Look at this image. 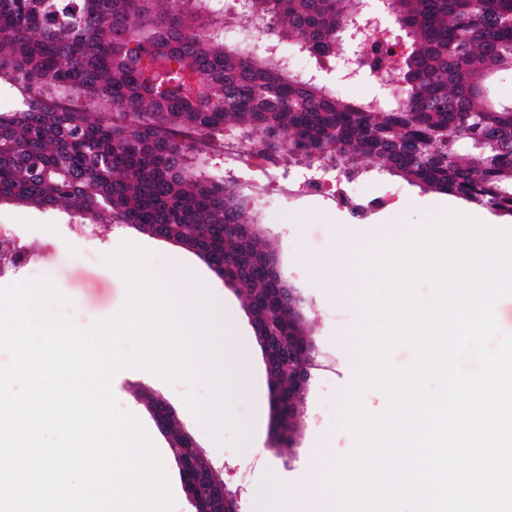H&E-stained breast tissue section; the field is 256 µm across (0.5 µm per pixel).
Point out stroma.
<instances>
[{"label": "stroma", "instance_id": "1", "mask_svg": "<svg viewBox=\"0 0 512 512\" xmlns=\"http://www.w3.org/2000/svg\"><path fill=\"white\" fill-rule=\"evenodd\" d=\"M306 171L304 163L290 165L287 175L272 172L253 175L245 184L256 200L252 218L271 240L281 270L302 300L310 339L319 365L313 369L301 404V423L289 453H278L270 435L271 393L263 354L240 295L195 253L176 243L132 228L118 230L98 225L95 235H86L80 220L66 210L42 211L12 202H0V225L11 224L35 255L31 266L17 269L0 279L7 287L24 280L47 278L65 296L63 314L79 326L114 315L123 305L126 287L122 278L103 262V256L125 240L136 242L152 254L151 267L162 275L173 266L192 268L203 278L225 316L237 322V330L225 342L228 366L247 364L250 381L231 395L235 418L253 426V432L233 443L230 432L213 435L211 420L212 382L203 372H194L191 382L169 384L140 369L119 371L112 391L120 406L136 415L157 447L170 480L174 512H192L176 463L169 454L166 437L135 393L149 389L161 394L176 410L184 429L215 465L225 485L239 491L241 512H276L278 491L299 486L313 477L316 467L345 457L353 446L342 427L343 403L362 362L361 352L344 349L341 339L357 331L365 320L361 303H336L333 289L324 285L327 267L343 257H353L360 275L351 281L354 291L380 275L378 253L356 241L358 223L327 198L296 190ZM356 196L383 197L387 206L375 209L372 223L406 224L415 228L434 224L451 210L474 216L486 224L512 227V216L466 203L455 196L426 191L397 176L379 172L371 160L358 162L345 182Z\"/></svg>", "mask_w": 512, "mask_h": 512}]
</instances>
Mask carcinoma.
<instances>
[{
  "label": "carcinoma",
  "mask_w": 512,
  "mask_h": 512,
  "mask_svg": "<svg viewBox=\"0 0 512 512\" xmlns=\"http://www.w3.org/2000/svg\"><path fill=\"white\" fill-rule=\"evenodd\" d=\"M357 0H0V82L22 108L0 113V201L63 208L93 226H128L197 254L244 294L270 378L277 446L287 451L301 408H288L313 345L270 241L248 228L253 200L232 173L209 168L210 142L233 134L235 157L258 145L271 166L359 160L423 189L512 216V102L491 79L512 72V0H389L403 27L402 99L353 102L311 73L250 48L294 41L317 64L345 50ZM238 37L227 36L231 19ZM369 71L389 74L366 47ZM175 462L193 466L196 512H234L217 497L210 459L190 447L167 400L140 389Z\"/></svg>",
  "instance_id": "obj_1"
}]
</instances>
